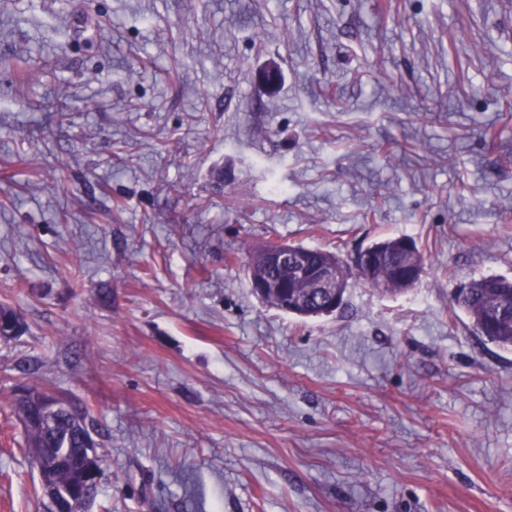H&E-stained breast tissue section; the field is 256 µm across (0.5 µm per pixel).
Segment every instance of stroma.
I'll return each instance as SVG.
<instances>
[{
	"instance_id": "obj_1",
	"label": "stroma",
	"mask_w": 512,
	"mask_h": 512,
	"mask_svg": "<svg viewBox=\"0 0 512 512\" xmlns=\"http://www.w3.org/2000/svg\"><path fill=\"white\" fill-rule=\"evenodd\" d=\"M389 236L406 291L250 287L245 245ZM487 275L512 0H0V512L46 510L24 383L88 411L86 512H512V351L448 314ZM248 276L251 289L259 299L266 302L274 301L288 311V294L281 293L282 288H288L286 283L273 282L266 277H262L252 267H248Z\"/></svg>"
}]
</instances>
